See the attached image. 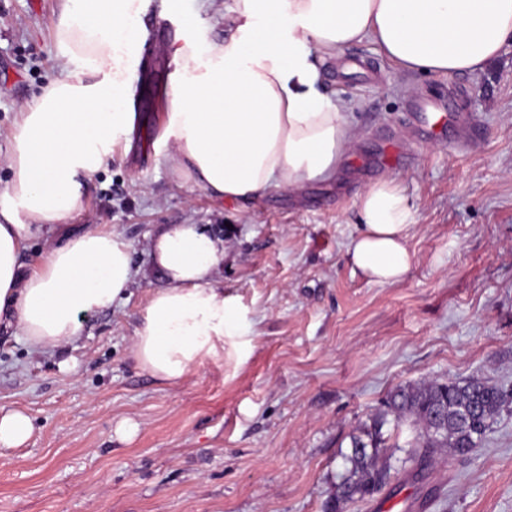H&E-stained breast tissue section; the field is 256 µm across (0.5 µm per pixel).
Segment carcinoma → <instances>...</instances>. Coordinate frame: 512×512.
I'll use <instances>...</instances> for the list:
<instances>
[{
	"label": "carcinoma",
	"mask_w": 512,
	"mask_h": 512,
	"mask_svg": "<svg viewBox=\"0 0 512 512\" xmlns=\"http://www.w3.org/2000/svg\"><path fill=\"white\" fill-rule=\"evenodd\" d=\"M512 406V392L472 377L399 386L383 409L351 439L350 467L343 474L326 512H346L349 505L369 503L400 475L422 477L448 450L465 457L485 440L501 413ZM409 424L415 431L403 458L386 455L383 427L389 422Z\"/></svg>",
	"instance_id": "carcinoma-1"
}]
</instances>
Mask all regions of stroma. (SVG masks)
<instances>
[{"instance_id":"1","label":"stroma","mask_w":512,"mask_h":512,"mask_svg":"<svg viewBox=\"0 0 512 512\" xmlns=\"http://www.w3.org/2000/svg\"><path fill=\"white\" fill-rule=\"evenodd\" d=\"M60 5L0 0V190L20 112L65 71ZM142 18L131 145L83 181L82 210L29 241L20 264L29 273L95 224L124 234L143 274L122 304L81 315L80 338L59 352L0 333V409L33 425L25 444L0 447V512H324L352 436L396 387L478 376L512 389V40L484 71L453 77L400 72L368 40L344 48L327 87L349 102L360 137L339 179L232 204L155 153L182 25L164 0H144ZM410 96L468 114L480 140L460 151L454 138H422L406 118ZM385 130L409 146L393 173L417 210L412 265L395 285L369 282L345 255L355 196L381 176ZM162 224L223 234L219 281L254 322L246 358L205 361L174 385L132 356L138 315L166 285L147 253ZM126 420L137 426L129 439L116 432ZM414 492L433 495L426 512H512V412L473 459H444L349 512L388 502L406 512Z\"/></svg>"}]
</instances>
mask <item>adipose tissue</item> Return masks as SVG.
I'll return each mask as SVG.
<instances>
[{
    "label": "adipose tissue",
    "instance_id": "ef3b65f1",
    "mask_svg": "<svg viewBox=\"0 0 512 512\" xmlns=\"http://www.w3.org/2000/svg\"><path fill=\"white\" fill-rule=\"evenodd\" d=\"M141 0H63L53 26L70 71L21 113L10 140V181L0 191V329L52 354L82 334L80 315L126 299L139 271L118 231L95 227L52 248L28 275L19 257L83 205L80 177L98 172L130 133L125 95L140 51ZM184 33L158 151L173 172L212 197L247 203L339 178L359 138L350 106L324 88L323 67L371 39L403 71L474 74L512 39V0H234L223 41L197 33L183 0H167ZM347 247L370 281L409 271L414 206L398 177L358 196ZM222 235L199 224H165L150 238L151 266L165 279L139 316L132 354L165 384L208 359L243 357L252 322L217 275Z\"/></svg>",
    "mask_w": 512,
    "mask_h": 512
}]
</instances>
